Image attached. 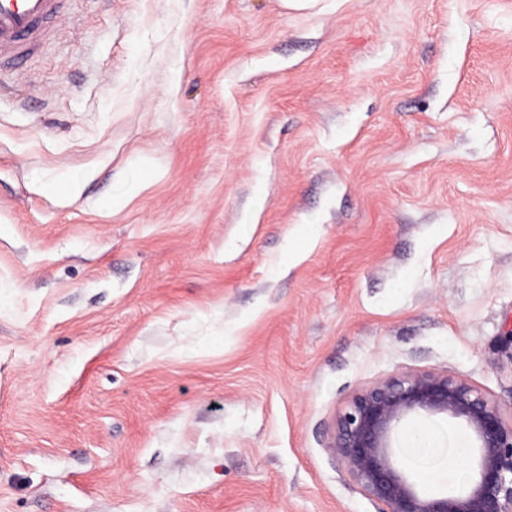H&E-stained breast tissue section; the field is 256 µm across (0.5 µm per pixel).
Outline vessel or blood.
<instances>
[{"label":"vessel or blood","mask_w":512,"mask_h":512,"mask_svg":"<svg viewBox=\"0 0 512 512\" xmlns=\"http://www.w3.org/2000/svg\"><path fill=\"white\" fill-rule=\"evenodd\" d=\"M62 0H0V61L21 60L50 38Z\"/></svg>","instance_id":"1"}]
</instances>
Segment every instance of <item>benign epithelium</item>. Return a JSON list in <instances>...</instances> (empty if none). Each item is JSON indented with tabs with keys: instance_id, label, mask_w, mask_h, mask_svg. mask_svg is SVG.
<instances>
[{
	"instance_id": "obj_1",
	"label": "benign epithelium",
	"mask_w": 512,
	"mask_h": 512,
	"mask_svg": "<svg viewBox=\"0 0 512 512\" xmlns=\"http://www.w3.org/2000/svg\"><path fill=\"white\" fill-rule=\"evenodd\" d=\"M435 416L462 424L475 442L474 478L457 493L424 491L397 459L399 428ZM328 448L381 512H512V420L446 372H408L362 388L338 415Z\"/></svg>"
}]
</instances>
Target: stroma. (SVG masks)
I'll list each match as a JSON object with an SVG mask.
<instances>
[{"instance_id":"obj_1","label":"stroma","mask_w":512,"mask_h":512,"mask_svg":"<svg viewBox=\"0 0 512 512\" xmlns=\"http://www.w3.org/2000/svg\"><path fill=\"white\" fill-rule=\"evenodd\" d=\"M54 31L0 69V512H381L327 448L359 389L512 418V0Z\"/></svg>"}]
</instances>
